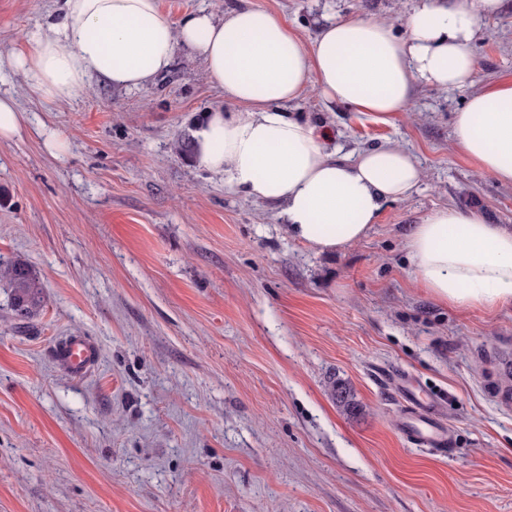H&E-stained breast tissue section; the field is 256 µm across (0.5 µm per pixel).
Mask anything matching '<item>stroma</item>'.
I'll list each match as a JSON object with an SVG mask.
<instances>
[{
  "mask_svg": "<svg viewBox=\"0 0 512 512\" xmlns=\"http://www.w3.org/2000/svg\"><path fill=\"white\" fill-rule=\"evenodd\" d=\"M236 5L309 41L333 19H400L412 0H159L175 20ZM54 8L0 0V56ZM480 26L499 33L472 45L480 86L512 82V0ZM0 96L20 115L0 138V261L30 263L45 293L23 323L0 283V512H512V408L494 398L512 376V305L438 301L405 248L439 207L512 226V186L452 145L465 91L419 87L386 122L313 92L293 104L326 148L391 141L425 171L333 253L175 149L224 103L189 49L136 90L95 81L48 105L6 68ZM69 336L96 348L84 376L56 360ZM398 374L439 397L451 447L403 439Z\"/></svg>",
  "mask_w": 512,
  "mask_h": 512,
  "instance_id": "stroma-1",
  "label": "stroma"
}]
</instances>
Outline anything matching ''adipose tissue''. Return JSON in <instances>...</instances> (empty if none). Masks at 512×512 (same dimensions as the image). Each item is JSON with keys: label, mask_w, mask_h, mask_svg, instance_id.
Here are the masks:
<instances>
[{"label": "adipose tissue", "mask_w": 512, "mask_h": 512, "mask_svg": "<svg viewBox=\"0 0 512 512\" xmlns=\"http://www.w3.org/2000/svg\"><path fill=\"white\" fill-rule=\"evenodd\" d=\"M502 0H418L402 26L354 17L323 25L312 41L272 13L200 10L173 20L158 0H57L47 26L10 63L49 103L92 81L137 89L169 70L177 47L196 51L225 108L207 114L196 160L225 185L282 204L288 232L316 252L357 243L383 206L408 199L425 177L417 158L387 142L355 158L325 150L319 128L287 105L308 90L388 119L416 89H465L453 146L481 172L512 186V83L477 89L470 46ZM414 272L434 298L463 310L512 304V227L454 207L433 210L406 240Z\"/></svg>", "instance_id": "adipose-tissue-1"}]
</instances>
